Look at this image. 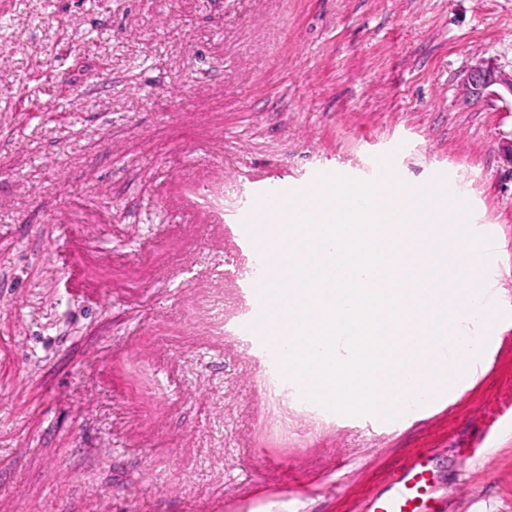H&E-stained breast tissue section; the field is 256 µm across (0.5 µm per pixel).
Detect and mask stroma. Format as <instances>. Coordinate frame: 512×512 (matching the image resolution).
<instances>
[{"label":"stroma","instance_id":"35a3bbf8","mask_svg":"<svg viewBox=\"0 0 512 512\" xmlns=\"http://www.w3.org/2000/svg\"><path fill=\"white\" fill-rule=\"evenodd\" d=\"M512 0H0V512H350L429 450L446 512H512V327L384 425L300 406L235 331L253 181L447 176L512 319ZM72 259L70 273L45 263ZM463 84L470 96L479 98H502L496 90L505 89L512 99V69L510 71L478 65L473 67L463 79Z\"/></svg>","mask_w":512,"mask_h":512}]
</instances>
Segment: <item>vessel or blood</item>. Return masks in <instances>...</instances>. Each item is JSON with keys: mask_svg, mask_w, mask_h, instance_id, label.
<instances>
[{"mask_svg": "<svg viewBox=\"0 0 512 512\" xmlns=\"http://www.w3.org/2000/svg\"><path fill=\"white\" fill-rule=\"evenodd\" d=\"M304 191V185L281 177L257 180L251 200L226 227L239 253L272 259L276 251L284 247L285 239L277 225L271 223L270 215L280 206L288 204L293 194ZM233 275L238 287L252 304L251 314L237 323V332L247 336L252 346L273 364H281L280 346L267 327L259 323L265 307L260 285L263 279L273 278V271L259 276L238 267ZM438 489L439 475L432 467L428 453H417L388 478L383 489L367 495L362 512H434Z\"/></svg>", "mask_w": 512, "mask_h": 512, "instance_id": "vessel-or-blood-1", "label": "vessel or blood"}]
</instances>
